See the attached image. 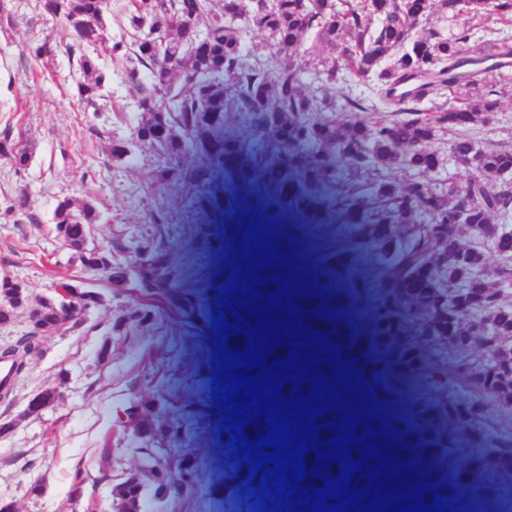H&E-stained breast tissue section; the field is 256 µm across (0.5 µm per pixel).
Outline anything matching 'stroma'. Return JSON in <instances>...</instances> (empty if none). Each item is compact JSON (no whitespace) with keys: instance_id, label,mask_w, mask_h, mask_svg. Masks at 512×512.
Segmentation results:
<instances>
[{"instance_id":"35a3bbf8","label":"stroma","mask_w":512,"mask_h":512,"mask_svg":"<svg viewBox=\"0 0 512 512\" xmlns=\"http://www.w3.org/2000/svg\"><path fill=\"white\" fill-rule=\"evenodd\" d=\"M35 2L0 0L10 22L8 37H0V134L23 138L32 153L21 170L0 157V277L23 282L34 300L53 295L56 285L66 280L100 292L104 300L86 312L81 326L64 334L44 332L39 355L17 376L9 402L0 403V424L11 426L0 436V500L13 503L16 512H113L112 491L136 470L138 450L147 444L144 428L162 424L178 406L182 444L194 449L200 462L199 482L190 493L161 501L146 497V512H232L225 495L243 498L250 490L231 480L229 464L235 454L222 442L225 415L211 384L217 368L212 360V318L221 314L223 298L241 302L239 295H227L226 288L233 280L234 248L258 210L243 207L228 228L210 215L189 219L180 194L169 193L174 229L170 243L184 285L195 294L197 310L187 323L165 309L156 324L114 330L115 320L131 316L147 303V296L135 277L116 286L103 275L85 271L75 251L57 238L52 214L61 199L90 200L102 214L92 227L93 241L111 248L113 257L126 259L155 231L149 222L148 185L157 155L133 137L139 114L120 71L112 73L108 107L96 112L79 104L65 53L73 38L63 26L37 17ZM36 39L58 46L54 62L31 57L29 47ZM338 59L337 51L313 34L294 58L306 93L327 116L340 114L346 98L369 94L363 83L324 81L325 67ZM487 86L495 90L500 108L481 128L478 140L484 146L512 148V66L490 73ZM450 141L444 132L429 145L440 165L426 179L437 188L463 186L471 176L468 167L449 160ZM117 142L128 150L119 160L111 155ZM22 194L28 199L23 212L13 207ZM200 227L221 234V251L203 247L195 236ZM339 247L349 249L354 258L339 285L376 277L373 244L350 226L334 222L319 235L293 241L281 259L284 273L297 277L300 290H308L318 283L320 256ZM405 350V344L377 337L376 355L394 371V393L377 403L371 392L354 395L340 380L337 387L347 408L337 411V419L351 413L377 430L407 422L419 446L406 457L397 447L392 453L426 479L430 490L423 501L433 502V488L447 483L459 489L452 512H506L512 488L476 464L475 449L462 443L439 454L431 448V441L444 431L431 408L446 395L419 382L403 362ZM44 390L59 393V402L41 413L26 414L29 399ZM371 403L378 417L370 421L365 410ZM36 482L43 493L33 497L28 489Z\"/></svg>"}]
</instances>
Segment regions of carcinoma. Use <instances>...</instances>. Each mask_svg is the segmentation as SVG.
I'll list each match as a JSON object with an SVG mask.
<instances>
[{
	"instance_id": "carcinoma-1",
	"label": "carcinoma",
	"mask_w": 512,
	"mask_h": 512,
	"mask_svg": "<svg viewBox=\"0 0 512 512\" xmlns=\"http://www.w3.org/2000/svg\"><path fill=\"white\" fill-rule=\"evenodd\" d=\"M57 12L47 0H37L41 17H50L68 28L75 43L67 48L76 61L75 94L94 106L108 97L112 73L100 62L97 46L112 41L111 56L122 64V82L135 98L141 119L134 130L137 141L154 148L158 166L149 182L157 201L150 223H170L161 199L167 190L191 193L198 212L230 214L253 200L267 223L280 224L287 214L301 219L288 228V240L317 228L327 218L314 205L327 196L329 212L340 216L378 254L379 274L357 288H373L381 300L380 326L399 333L405 324L422 342L434 344L443 327L461 320L458 334L446 340L444 356L428 365L427 386L447 390L452 397L438 407L468 443L483 442L485 400L492 398L512 408V304L501 301V288L512 285V150L483 148L478 126L490 121L498 108L492 92L472 95L486 82V74L512 58V43L489 39L479 54L465 48L470 24L476 20L512 21V0H254L248 22L269 38L272 68L249 64L244 58L242 30L235 24L239 0H149L141 10L132 0L121 33L110 34V0H67ZM434 13L457 21L462 28L443 36L418 27ZM379 25H374V20ZM322 42L339 50L342 67L325 71L329 83L339 70L353 81L372 83V93L386 115L373 122L359 117L367 112V98H348L343 111L351 120L323 117L303 88L301 71L293 54L311 31ZM30 52L37 60H54L58 47L48 40L35 42ZM465 92L457 104L435 112L420 109L427 98ZM454 133L450 152L472 171L466 184L438 190L421 179L438 164L428 145L436 132ZM0 156L18 169L28 166L31 153L10 133L0 138ZM397 166L413 170L417 178L407 183L390 177ZM501 183L491 188L486 177ZM501 223H492L493 218ZM100 221V212L85 201H59L52 224L65 245L84 256L87 226ZM377 224H387L386 237H373ZM491 240L507 260L498 280L486 288L470 282L483 265V254L461 244L464 237ZM138 259L140 287L163 305L188 313L192 294L179 287L172 254L165 239L143 247ZM429 260L437 263L439 278L430 289L411 299L400 296V283ZM351 264L346 251L327 253L319 272L327 278ZM320 296H303L299 305L316 320V331L335 345L343 362L360 378L372 383L375 396L387 399L392 386L387 370L372 359L373 340L340 317L349 305L347 290L320 287ZM51 297L33 302L27 289L0 281V324L12 320L18 309L35 316L32 329L0 351L19 375L27 360L40 352L43 332L56 328V308ZM478 348L494 353L497 363H461L454 353ZM181 424L174 417L151 427L152 442H179ZM493 457L483 467L512 479V471L497 463L512 457V432L494 436ZM159 448L140 449L138 471L154 495L176 483L191 492L199 474L196 461L182 453V465L170 471L161 462ZM306 477L321 489L325 478L340 472L335 464L320 472L315 455L306 456ZM320 477H315V474ZM118 495L138 505L143 483L127 477L117 485Z\"/></svg>"
}]
</instances>
